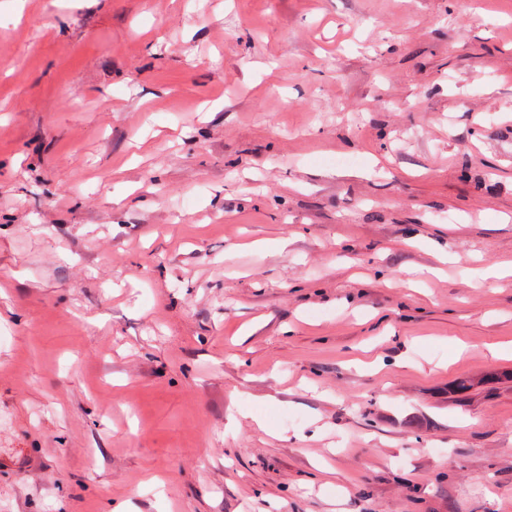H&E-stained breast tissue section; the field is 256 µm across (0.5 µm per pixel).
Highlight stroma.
Masks as SVG:
<instances>
[{"label": "stroma", "mask_w": 512, "mask_h": 512, "mask_svg": "<svg viewBox=\"0 0 512 512\" xmlns=\"http://www.w3.org/2000/svg\"><path fill=\"white\" fill-rule=\"evenodd\" d=\"M0 0V512H512V0Z\"/></svg>", "instance_id": "1"}]
</instances>
